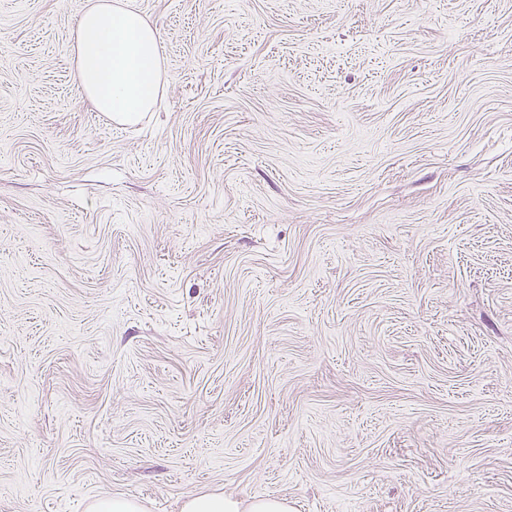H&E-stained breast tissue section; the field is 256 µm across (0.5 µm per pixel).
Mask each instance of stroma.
<instances>
[{"mask_svg":"<svg viewBox=\"0 0 512 512\" xmlns=\"http://www.w3.org/2000/svg\"><path fill=\"white\" fill-rule=\"evenodd\" d=\"M0 0V512H512V0ZM134 0H94L77 19L72 47L77 82L95 107L131 123L162 89L160 35ZM181 512H289L288 501L282 497L240 500L223 493L192 494L185 498ZM90 512H145V507L138 501L122 496H112L94 501Z\"/></svg>","mask_w":512,"mask_h":512,"instance_id":"1","label":"stroma"}]
</instances>
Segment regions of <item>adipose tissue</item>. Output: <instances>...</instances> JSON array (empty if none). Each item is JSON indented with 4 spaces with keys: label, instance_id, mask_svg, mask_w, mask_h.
I'll use <instances>...</instances> for the list:
<instances>
[{
    "label": "adipose tissue",
    "instance_id": "adipose-tissue-1",
    "mask_svg": "<svg viewBox=\"0 0 512 512\" xmlns=\"http://www.w3.org/2000/svg\"><path fill=\"white\" fill-rule=\"evenodd\" d=\"M73 57L77 82L95 107L133 122L150 111L162 89L160 35L134 0H94L77 19ZM180 512H290L282 497L241 500L192 494Z\"/></svg>",
    "mask_w": 512,
    "mask_h": 512
}]
</instances>
